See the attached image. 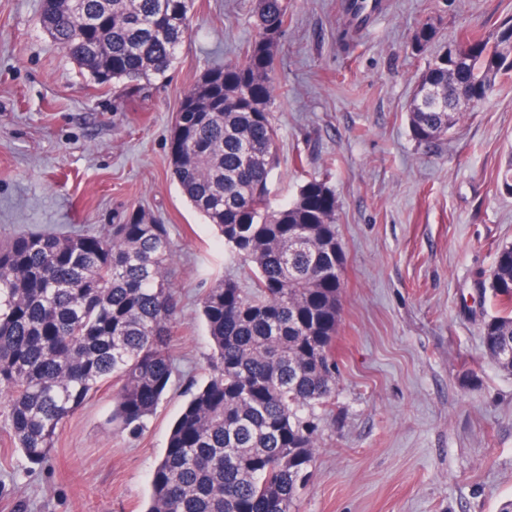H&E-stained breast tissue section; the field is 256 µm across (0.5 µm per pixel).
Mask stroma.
Here are the masks:
<instances>
[{
  "label": "stroma",
  "mask_w": 512,
  "mask_h": 512,
  "mask_svg": "<svg viewBox=\"0 0 512 512\" xmlns=\"http://www.w3.org/2000/svg\"><path fill=\"white\" fill-rule=\"evenodd\" d=\"M275 60L280 165L272 205L312 179L336 198L346 256L335 402L296 512H498L512 498V375L481 361L482 297L512 243V80L448 138H413L407 105L428 61L474 29L495 37L512 0H388L349 40L345 0H289ZM41 0H0V242L19 233L100 231L141 208L167 225L181 314L171 387L138 436L108 423L104 385L63 425L47 459L16 451L0 396V512H145L150 476L185 402L210 376L199 298L242 277L172 174L185 93L256 34L253 0H194L193 32L164 78L94 79L43 29ZM432 24L424 53L411 39Z\"/></svg>",
  "instance_id": "1"
}]
</instances>
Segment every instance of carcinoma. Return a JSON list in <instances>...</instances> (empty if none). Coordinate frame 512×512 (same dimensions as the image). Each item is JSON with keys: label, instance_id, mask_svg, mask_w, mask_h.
<instances>
[{"label": "carcinoma", "instance_id": "cac0c4a2", "mask_svg": "<svg viewBox=\"0 0 512 512\" xmlns=\"http://www.w3.org/2000/svg\"><path fill=\"white\" fill-rule=\"evenodd\" d=\"M193 0H43L40 22L95 81L163 77L190 35ZM257 36L241 59L208 69L172 127L173 174L250 282L221 278L202 312L213 343L211 377L190 394L151 478L145 512H294L311 477L321 414L336 396L334 342L345 261L336 201L323 181L275 209L279 164L272 108L285 95L275 59L288 0H256ZM424 24L422 53L434 39ZM466 37L419 76L408 107L413 138H447L459 90L481 108L512 77L501 39ZM512 244L498 248L488 288L500 314L482 327L481 358L512 374ZM165 224L141 210L93 234H19L0 244V392L15 447L31 464L54 448L64 422L104 384L116 385L111 423L135 435L168 391L180 297L170 278Z\"/></svg>", "mask_w": 512, "mask_h": 512}]
</instances>
